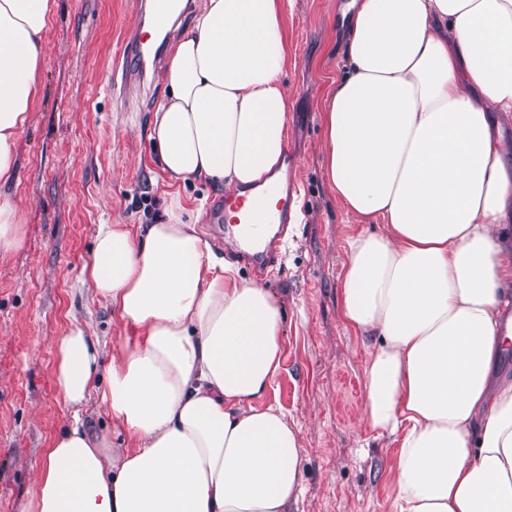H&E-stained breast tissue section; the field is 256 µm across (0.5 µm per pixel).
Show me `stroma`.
Returning a JSON list of instances; mask_svg holds the SVG:
<instances>
[{
    "label": "stroma",
    "mask_w": 512,
    "mask_h": 512,
    "mask_svg": "<svg viewBox=\"0 0 512 512\" xmlns=\"http://www.w3.org/2000/svg\"><path fill=\"white\" fill-rule=\"evenodd\" d=\"M348 2L294 0L288 12L287 174L302 219L280 269L259 279L251 265H237L240 278L260 280L285 312L283 370L265 400L299 430L302 487L291 512H389L396 461L395 445L362 419L366 346L340 313L347 240L362 224L324 171L320 116L344 64ZM137 21L133 0H56L46 35L43 92L17 158L23 240L0 258V512H23L47 448L73 418L97 434L112 429L97 400L67 410L55 380L71 319L99 338L103 360L119 348V315L82 273L98 226L153 224L173 198L207 208L224 193L163 171L151 136L157 100L133 87L131 111L113 103V62Z\"/></svg>",
    "instance_id": "obj_1"
}]
</instances>
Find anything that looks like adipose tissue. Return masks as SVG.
<instances>
[{
	"instance_id": "adipose-tissue-1",
	"label": "adipose tissue",
	"mask_w": 512,
	"mask_h": 512,
	"mask_svg": "<svg viewBox=\"0 0 512 512\" xmlns=\"http://www.w3.org/2000/svg\"><path fill=\"white\" fill-rule=\"evenodd\" d=\"M292 0H201L152 136L171 178L252 199L285 169ZM55 0H0V255L20 247L19 141L41 93ZM326 91L325 174L368 223L348 240L344 324L372 346L363 418L397 446L389 512H512V0H351ZM99 225L83 266L122 322L108 366L72 320L63 403L99 398L124 440L81 420L54 438L24 512H289L299 431L264 397L284 313L217 267L195 220ZM105 385H98V372Z\"/></svg>"
}]
</instances>
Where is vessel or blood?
<instances>
[{
    "instance_id": "1",
    "label": "vessel or blood",
    "mask_w": 512,
    "mask_h": 512,
    "mask_svg": "<svg viewBox=\"0 0 512 512\" xmlns=\"http://www.w3.org/2000/svg\"><path fill=\"white\" fill-rule=\"evenodd\" d=\"M136 27L126 33L116 66L122 86H145L148 75L158 73L166 64L169 25L173 0H137ZM294 187L289 183H271L262 197L253 200L244 212L237 231L240 248L230 251L233 259L247 261L257 271L275 268L279 262V242L288 230L286 208ZM277 197L276 206H268V197Z\"/></svg>"
}]
</instances>
